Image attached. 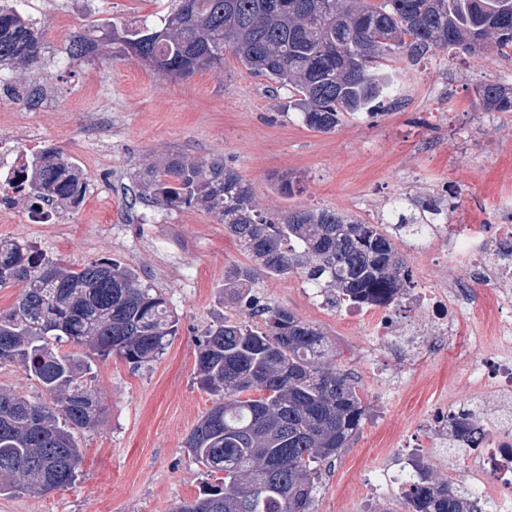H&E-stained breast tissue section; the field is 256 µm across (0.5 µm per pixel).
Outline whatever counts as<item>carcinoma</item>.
I'll list each match as a JSON object with an SVG mask.
<instances>
[{
	"label": "carcinoma",
	"mask_w": 512,
	"mask_h": 512,
	"mask_svg": "<svg viewBox=\"0 0 512 512\" xmlns=\"http://www.w3.org/2000/svg\"><path fill=\"white\" fill-rule=\"evenodd\" d=\"M162 27L112 40L158 73L189 78L224 67L230 53L249 73L293 94L314 132L359 114L376 117L393 92L389 62L431 51L512 52V0H171ZM41 34L0 7V66L35 65ZM485 112H512V88L487 82ZM143 198L198 207L224 225L251 264L224 273V304L240 312L209 325L195 348L197 380L212 405L184 447L214 485L173 512H315L322 467L360 430L368 407L351 372L324 360V333L260 296L262 277L303 281L336 299L393 297L408 287L405 258L386 228L333 210L265 215L250 185L221 157L172 153L139 173ZM28 209H75L86 185L63 152L47 146L9 183ZM279 192H302L285 175ZM395 207V228L415 238L427 221ZM22 286L0 313V361L16 362L50 401L0 389V495L70 486L82 463L74 431L99 422L88 387L92 362L117 356L135 368L159 358L178 331L162 291L117 260L66 267L20 240L0 241V288ZM64 343L84 348L61 351ZM257 392L255 398L247 396ZM406 512H466L464 494L424 472L403 492Z\"/></svg>",
	"instance_id": "carcinoma-1"
}]
</instances>
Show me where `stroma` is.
<instances>
[{
    "label": "stroma",
    "instance_id": "obj_1",
    "mask_svg": "<svg viewBox=\"0 0 512 512\" xmlns=\"http://www.w3.org/2000/svg\"><path fill=\"white\" fill-rule=\"evenodd\" d=\"M36 17L42 37L35 67L0 70V168L8 157L59 148L78 168L87 193L78 210L59 208L55 223L30 224L24 204L0 238L36 242L62 262L116 259L162 289L180 322L157 361L132 368L111 356L97 361L92 387L103 410L93 428L77 431L84 462L74 485L44 494L0 496V512H171L194 500L208 481L184 440L211 406L197 383L195 343L225 306L224 273L247 256L207 212L171 210L143 199L136 174L171 153L221 157L250 184L260 209H330L375 222L380 204L400 196L432 199L448 187V221L488 224L512 195V112H480L474 89L485 82L512 87V58L428 53L394 62L398 98L376 118L355 117L334 133L302 125L287 110L289 93L247 73L233 57L223 68L188 79L157 74L119 53L113 27L158 24L170 0H17ZM96 49L70 53L75 34ZM301 176L293 198L278 176ZM261 294L322 329L331 360L367 386L372 364L363 338L334 308L317 305L301 278L266 279ZM482 313L459 315L447 354L426 362L422 384L390 395L386 417H367L317 488V512H368L351 497L354 479L370 474L380 448L411 435L449 383L462 381L477 355L472 333Z\"/></svg>",
    "mask_w": 512,
    "mask_h": 512
}]
</instances>
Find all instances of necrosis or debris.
Wrapping results in <instances>:
<instances>
[{
    "label": "necrosis or debris",
    "mask_w": 512,
    "mask_h": 512,
    "mask_svg": "<svg viewBox=\"0 0 512 512\" xmlns=\"http://www.w3.org/2000/svg\"><path fill=\"white\" fill-rule=\"evenodd\" d=\"M500 206L496 224L428 225L424 235L439 250L409 265L410 289L343 309L367 330L363 355L376 366L369 405L378 413L394 390L419 382V360L442 355L461 311L494 306L474 331L480 357L462 387H449L415 420L418 439L380 450L371 474L354 483L362 502H379L390 486L429 469L462 485L467 512H512V197ZM450 442L462 457L444 455Z\"/></svg>",
    "instance_id": "1"
}]
</instances>
